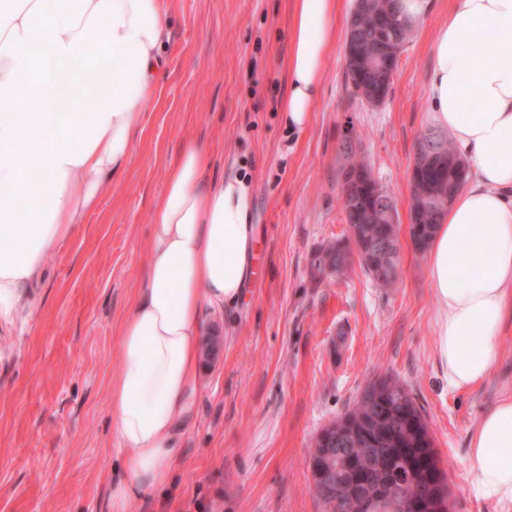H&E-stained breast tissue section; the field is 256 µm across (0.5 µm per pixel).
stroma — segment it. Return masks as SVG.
<instances>
[{
  "mask_svg": "<svg viewBox=\"0 0 512 512\" xmlns=\"http://www.w3.org/2000/svg\"><path fill=\"white\" fill-rule=\"evenodd\" d=\"M434 0L401 56L386 100L354 99L344 44L355 0H341L336 47L309 127L289 129L292 0H170L166 74L151 96L119 178L74 237L49 256L15 325L0 330V512H108L109 382L118 332L147 264L153 208L185 140L205 143L217 173L255 184L259 273L232 307L209 308L221 349L203 360L196 417L183 434L171 490L127 512H325L308 465L314 438L372 382L391 377L425 418L447 477L448 512H506L471 490L470 436L512 397V309L501 354L469 391L448 387L437 347L427 257L408 225L417 139L432 129L426 82ZM361 133L359 156L397 204L400 276L377 287L359 261L340 274L311 267L322 246L349 237L340 136Z\"/></svg>",
  "mask_w": 512,
  "mask_h": 512,
  "instance_id": "obj_1",
  "label": "stroma"
}]
</instances>
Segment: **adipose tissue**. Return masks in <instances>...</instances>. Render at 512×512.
<instances>
[{"label":"adipose tissue","mask_w":512,"mask_h":512,"mask_svg":"<svg viewBox=\"0 0 512 512\" xmlns=\"http://www.w3.org/2000/svg\"><path fill=\"white\" fill-rule=\"evenodd\" d=\"M338 0H294L289 29L291 128H305L336 42ZM165 0H0V327L14 325L50 253L95 211L125 167L163 73ZM99 34L91 44V34ZM427 99L472 176L427 251L438 306L437 351L450 389L496 364L512 303V0H455L438 23ZM87 108L86 121L74 110ZM254 187L215 177L205 147L185 141L150 224L149 261L119 330L109 387L111 512L165 488L195 417L203 313L238 302L256 272ZM472 491L512 504V398L474 429Z\"/></svg>","instance_id":"obj_1"}]
</instances>
